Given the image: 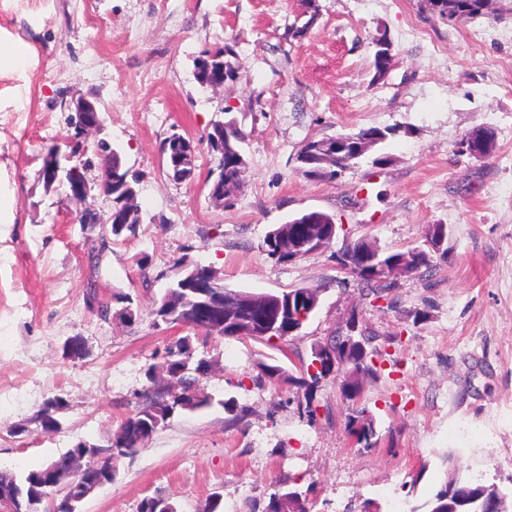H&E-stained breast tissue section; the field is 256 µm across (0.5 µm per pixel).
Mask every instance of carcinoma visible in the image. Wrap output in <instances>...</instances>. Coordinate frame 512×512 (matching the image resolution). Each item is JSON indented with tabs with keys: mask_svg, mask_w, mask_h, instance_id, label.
Wrapping results in <instances>:
<instances>
[{
	"mask_svg": "<svg viewBox=\"0 0 512 512\" xmlns=\"http://www.w3.org/2000/svg\"><path fill=\"white\" fill-rule=\"evenodd\" d=\"M426 7L433 13L450 21L458 22L485 13L489 0H425ZM389 130L377 127L363 128L357 132L338 134L330 138H309L301 144L297 155H306L307 162L298 163L297 171L314 181L333 182L346 169L363 156L358 143L370 137L376 144L385 143ZM244 133L236 119L224 122V201L234 199L240 190L244 168L247 167L242 143ZM44 183L56 185L68 193L69 181L84 175L82 168L66 167V177L54 179L53 163L43 161L41 169ZM311 224H300L293 218L278 224L265 237L267 255L279 263L297 260L288 253V244L302 234H311L326 240L331 246L339 236L342 225L336 215L326 212L313 214ZM139 224H114L109 229L110 237L103 238L99 247L88 254L92 267L99 266L103 252L109 244L124 242L135 235ZM425 240L438 246L434 250L428 245L415 246L406 251L386 252L366 238L351 239L338 259L344 273L355 276L363 284V291L377 301H391L390 293L395 287L391 270L402 258L417 268H429L438 262L448 261V225L429 224L425 230ZM183 277H178L165 289L157 303L154 314L157 322L169 327L184 326L200 332L204 336L211 332L199 325V313L192 303V293L182 287ZM320 290L298 287L277 294L282 303L288 305V315L282 323L268 328V334L252 337V340L268 345L280 339V331H295L300 334L304 324L315 312L319 304ZM86 304L96 310L104 320L112 316L109 303L99 299L95 281L90 280L85 289ZM375 337L369 335L363 326L351 333L336 334L325 342L316 343L311 349L309 363L303 369V376L293 373L278 364H262L261 375L253 379V384L266 382L297 384L304 388L305 404L300 406L301 414L310 417L313 391L326 378L333 376L339 380L343 397L355 405L349 415L347 432L355 446L374 450L379 445V434L374 419L361 399L365 379L375 377L381 371L374 359L382 355L379 347L373 345ZM165 361L161 372L166 380H175L178 391L171 385L158 384L156 371L148 370L152 383L144 392L145 403L131 412L119 425L106 446L92 445L85 449L82 444L70 448L59 459L35 469L13 471L0 469V510L4 512H80L85 494L86 473L77 469L78 460L88 450L96 457L94 478L100 485H108L113 480V458L132 457L149 441L159 429L178 411H195L212 405V398L197 387L199 377L212 368L207 356H198L190 347L189 339L178 338L164 351ZM87 355L85 341L80 336L68 338L62 346V356L66 359H82ZM321 363V369L311 372L314 362ZM59 399L46 401L39 410L38 421L42 429L50 431L59 428L56 415L63 410ZM446 478L441 487L430 497L413 506L410 512H512V488H501L496 484H486L484 475L463 469L446 457ZM315 503L309 496L286 483L276 486L269 497L266 512H313ZM140 512H177V507L162 497H150L142 502Z\"/></svg>",
	"mask_w": 512,
	"mask_h": 512,
	"instance_id": "1",
	"label": "carcinoma"
}]
</instances>
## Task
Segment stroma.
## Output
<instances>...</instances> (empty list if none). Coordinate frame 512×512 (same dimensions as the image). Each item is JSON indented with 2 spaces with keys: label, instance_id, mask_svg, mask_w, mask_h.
I'll list each match as a JSON object with an SVG mask.
<instances>
[{
  "label": "stroma",
  "instance_id": "obj_1",
  "mask_svg": "<svg viewBox=\"0 0 512 512\" xmlns=\"http://www.w3.org/2000/svg\"><path fill=\"white\" fill-rule=\"evenodd\" d=\"M306 34L303 0H0V47L25 48L0 68V468H37L79 442L107 445L186 327L156 325L157 300L182 270L209 266L233 290L320 288L300 335L267 346L212 336L193 340L214 362L200 388L215 406L175 415L82 512H139L161 496L178 512H202L219 496L223 512H265L276 485L314 487L315 512H359L371 502L410 512L439 487L447 452L486 477L512 476V0L449 23L423 0H316ZM387 30L394 60L373 80L369 38ZM234 44L235 80L219 89L196 78L203 51ZM97 101L100 129L76 137L69 103ZM236 116L246 136L245 179L227 207L209 198L213 122ZM371 126L393 128L379 149L331 183L296 171L308 138ZM491 129L486 158L460 140ZM190 139L195 177L167 175L165 140ZM105 139L138 172V234L112 245L98 268L88 251L101 227L46 191V151L61 145L80 161ZM336 214L346 237L384 250L423 241L430 224L448 227L447 262L399 278L391 306L361 302L336 255L346 237L278 263L264 248L274 225L303 211ZM103 300L133 299L136 320L101 319L84 300L88 279ZM428 313L414 323V311ZM380 337L398 336L392 362L367 383L380 444L354 446L351 404L333 379L313 393L314 420L301 418L297 385L256 387L260 364L301 374L315 343L344 330L351 313ZM82 337L88 354L61 347ZM64 401L61 426L32 419L47 398ZM247 408L232 421L222 400ZM413 493L403 489L413 475Z\"/></svg>",
  "mask_w": 512,
  "mask_h": 512
}]
</instances>
